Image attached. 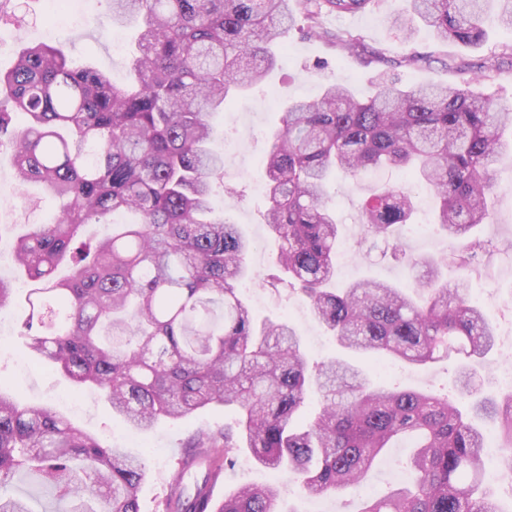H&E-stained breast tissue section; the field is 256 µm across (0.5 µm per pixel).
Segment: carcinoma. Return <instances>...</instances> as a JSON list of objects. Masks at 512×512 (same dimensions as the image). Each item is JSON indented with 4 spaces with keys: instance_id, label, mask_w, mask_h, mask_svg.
Here are the masks:
<instances>
[{
    "instance_id": "obj_1",
    "label": "carcinoma",
    "mask_w": 512,
    "mask_h": 512,
    "mask_svg": "<svg viewBox=\"0 0 512 512\" xmlns=\"http://www.w3.org/2000/svg\"><path fill=\"white\" fill-rule=\"evenodd\" d=\"M496 2L512 27V0H408L410 17L463 45L485 38L483 7ZM112 26H139L130 84L57 48L25 46L0 72V146L24 183L65 203L53 221L26 224L19 268L38 287L22 335L31 353L80 387L92 385L112 413L152 429L197 410L222 408L232 424L202 430L172 471L162 512H277L279 484L245 486L212 502L239 450L281 470L311 496L357 492L384 449L415 440L411 481L365 502L361 512H503L486 466L483 423L498 430L499 467L512 473V391L483 395L476 366L497 332L441 267L468 269L482 246L474 230L492 216L490 169L512 162V103L470 87L384 83L367 100L328 84L294 100L264 161L267 236L289 286L309 300L337 345L415 365L458 357V395L372 387L336 360L310 368L287 321L253 316L242 295L252 240L212 206L224 157L210 148L208 117L261 83L294 25L348 52L361 39L323 31L329 13L356 14L370 0H108ZM27 115L16 129L13 114ZM399 169L436 192L433 227L460 244L437 262L410 261L413 286L371 278L333 287L340 230L328 206L332 175ZM415 213L412 194L384 188L363 204L361 226L389 239ZM135 215L132 222L118 218ZM112 236L83 241L106 219ZM71 264V274L56 277ZM322 398L305 419L307 394ZM203 471L193 492L185 479ZM26 471L50 484L70 512H140L147 459L112 448L50 406L25 407L0 387V512H32L13 491Z\"/></svg>"
}]
</instances>
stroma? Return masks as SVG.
Segmentation results:
<instances>
[{
	"instance_id": "1",
	"label": "stroma",
	"mask_w": 512,
	"mask_h": 512,
	"mask_svg": "<svg viewBox=\"0 0 512 512\" xmlns=\"http://www.w3.org/2000/svg\"><path fill=\"white\" fill-rule=\"evenodd\" d=\"M405 9V0H373L366 10L354 15L323 16L325 30L353 32L368 48L382 53V62L368 66L324 40L291 30L285 39L286 48L266 82L229 101L210 119L215 131L213 146L224 155V172L215 180V208L240 224L255 242L250 264L257 276L248 282L245 294L254 303L259 319L285 316L298 327L313 364L341 356L342 351L325 335L299 294L284 285L270 287L264 281L275 255L265 241L267 203L255 187L264 181L262 159L272 132L280 124L284 104L292 98L316 97L327 83L344 85L365 98L386 81L406 86H463L477 72L483 76L480 89L484 94L512 102V28L501 27L495 16H488L486 40L466 47L437 39L420 24L409 31L401 29L397 17ZM108 14L107 0H84L82 17L62 28L46 0H0V70L13 66L23 45L44 40L46 31L55 27L59 30L57 44L73 62H93L116 82H126L136 29L129 26L114 31ZM414 53L423 55V62L406 64V57ZM404 184L410 185L420 207L417 223H427L433 191L426 185L410 184L402 172L380 170L329 183V204L343 230L338 248L344 262L340 283L361 278L401 286L411 283L407 263L394 261L384 246H373L360 229L363 201L377 189ZM491 194L496 201L495 213L489 223L477 228L476 235L492 240L494 246L491 252L479 254L480 271L474 274L469 290L480 293L479 303L500 334L498 346L490 355L496 365L512 360V337L507 334L512 328V165L493 170ZM59 207L58 200L40 195L33 186L19 184L9 164L0 165V222L5 225L0 232V275L25 282L14 256L13 227L40 221L44 215L56 214ZM10 312V329L7 335H0V384L21 403L54 405L102 441L124 446L123 435L130 432V425L111 415L97 393L76 390L61 373L38 362L20 334L21 306L11 307ZM354 362L373 385L442 395L453 394L459 366L455 359L421 367L396 360L392 372L387 373L381 370L379 359L358 356ZM224 421L223 410L207 408L138 433L149 464L148 476L138 493L140 512H159L187 439L197 431L222 427ZM411 453L406 444L388 449L384 461L363 478L358 494L326 500L328 512H359L363 498L382 494L389 486L406 480L405 464ZM264 482L281 484L283 503L307 512L310 501L300 494L288 473L255 467L243 455L234 468L227 470L225 480L217 484L214 497L220 500L240 487ZM14 491L28 499L34 512H69V503L59 500L52 487L27 473H19Z\"/></svg>"
}]
</instances>
